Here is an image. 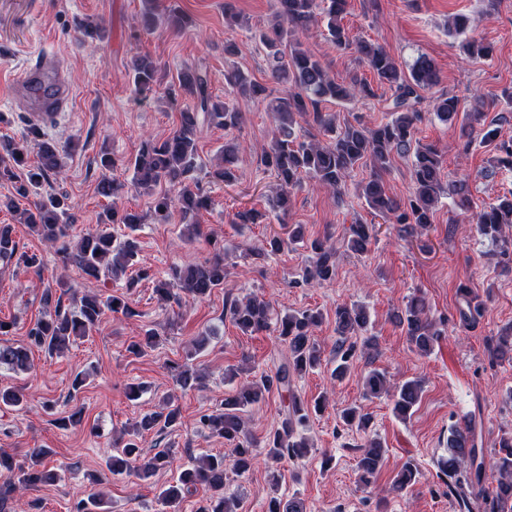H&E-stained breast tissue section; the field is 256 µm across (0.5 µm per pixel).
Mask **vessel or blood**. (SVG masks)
Instances as JSON below:
<instances>
[{
    "label": "vessel or blood",
    "mask_w": 512,
    "mask_h": 512,
    "mask_svg": "<svg viewBox=\"0 0 512 512\" xmlns=\"http://www.w3.org/2000/svg\"><path fill=\"white\" fill-rule=\"evenodd\" d=\"M18 86L36 95L45 94L42 108L33 114L34 119L43 124L54 122L67 109L72 95L61 64L47 56L35 58L23 69Z\"/></svg>",
    "instance_id": "b4317fda"
}]
</instances>
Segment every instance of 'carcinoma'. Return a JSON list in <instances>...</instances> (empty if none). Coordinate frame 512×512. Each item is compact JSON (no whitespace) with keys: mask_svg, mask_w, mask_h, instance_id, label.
Instances as JSON below:
<instances>
[{"mask_svg":"<svg viewBox=\"0 0 512 512\" xmlns=\"http://www.w3.org/2000/svg\"><path fill=\"white\" fill-rule=\"evenodd\" d=\"M274 23L258 30V39L266 57L270 78L284 83L282 95H273L269 87L246 77L238 69L227 72V96L247 101H266L268 111L274 115L277 125L267 145L262 149V164L276 175L279 190L273 210L288 212V202L293 191L306 179L314 181L330 194H340L346 180L358 167L370 166L371 173L362 186V195L369 207L378 211L385 221L401 224L406 229L418 227L425 231L431 224L430 213L441 196H455V206L467 213L472 208L469 193L457 186L446 187L442 179V158L438 150L423 144L416 138V126L423 119L422 104L425 93L439 84V72L434 62L420 56L409 72L401 70L387 51L366 40L351 41L341 20L347 13L350 0H276ZM323 24L328 36L340 50H355L359 59L376 76L379 83L391 91V118L372 130L346 123L336 124V114L324 112L321 104L329 101L349 103L356 97L373 94L364 81L352 78L348 83H338L325 66L300 40V34L310 26ZM78 30L85 43L100 42L104 29L97 23L84 22ZM470 57H486L491 46L481 40L468 39L463 44ZM162 66L148 56H140L132 68L133 83L137 90H151L157 85ZM171 102L182 97L186 100L180 112V124L167 139L158 142L147 140L135 158L128 162L133 169L131 185L138 191L154 192L162 186L154 199L153 217L158 224L169 223L172 214L179 212L194 223L196 217L211 206V198L200 188L194 173L197 169L198 148L196 134L199 127L207 124L225 130L240 127L242 112L230 100L216 101L208 91L206 77L196 68L186 66L178 76V88L167 90ZM434 115L448 121L461 114L460 102L455 97L439 96L434 99ZM463 115V114H461ZM312 117L326 137L301 138L295 130L296 118ZM483 112L477 110L463 115L462 126L479 138V142L493 149L492 161L499 169L512 170V136L505 139L499 128H491L482 122ZM33 139L17 143L12 139L0 141V181L17 183L18 196L26 199L34 194L38 199L21 208L15 199L8 197L0 205L16 212L18 222L26 224L42 241L60 254L67 262L74 263L82 273L92 279L117 278L136 262L139 244L130 234L118 238L107 229L109 224H124L135 229L141 220L132 214L118 216L117 207L105 210L99 223L103 227L88 230L78 238L71 237L74 218L71 206L64 194L40 195V190L52 176L63 173L64 155L67 148L42 139L40 129L29 128ZM37 149V161H29L31 149ZM412 157V190L404 200L387 193L381 178L394 156ZM251 159V150L238 144L224 145L222 155L213 171L224 183L234 181L235 168ZM350 248L363 253L367 250L375 227L372 224H354ZM477 231L488 239L503 258L512 257V192L503 196L496 205L486 207L477 217ZM213 256L199 262H189L171 269L167 280L159 281L155 292L165 302L181 303L186 299H202L224 285V244L218 239L210 241ZM285 241L272 237L254 251L264 259L284 248ZM314 254L311 265L305 268L302 282H329L336 273L337 251L328 240L315 239L310 243ZM0 262L38 266V260L20 251L9 224L0 225ZM60 296L69 297L67 307L57 304L54 311L46 313L27 330L26 342L20 346L0 344V367L5 366L18 373L32 369V352L41 350L49 356L59 355L78 339L89 336L99 329L108 313L131 314L121 295L104 296L95 292L79 293L65 280L56 281ZM459 319L467 326H474L482 316V303L468 288L459 289ZM270 304L257 297H247L233 302L229 309L232 321L243 331L274 329L285 345V361L275 374L255 375L244 384L238 395L224 401V410L203 414L198 420L200 429L224 439L231 445V454H202L183 466L177 476L164 486L157 496L159 512H179L184 493L197 487L205 490L206 498L197 512H237L236 503L224 495L228 473L242 477L253 467L257 444L253 439L243 409L265 398L272 390L288 393L281 426L270 432L264 448L269 458L279 461L285 458H301L306 454L308 442L294 435V425L307 421L304 405L292 390L298 376L315 368L320 361L319 349L313 339V330L322 316L314 310L290 312L279 321L270 323ZM395 321L405 329L412 350L421 355L433 351L441 338V332L430 317L425 301L415 297L404 310L395 315ZM336 368L333 377L342 378L349 371L350 359L356 351L358 338L368 325L367 313L358 307L339 306L335 311ZM157 345V333L149 328L138 340L128 346V352L142 355ZM494 356L512 357V326L500 333L492 344ZM365 391L370 396L393 393L394 410L405 416L418 404L422 383L408 380L399 386L390 384L385 372L373 370L365 377ZM23 393L14 387L0 388V407H20ZM343 422L359 430L367 428L368 419L355 408L342 413ZM180 422V410L171 402H164L158 411L147 412L139 417L122 436L113 443L114 453L107 467L112 475L134 476L142 481L158 470L169 466L172 451L160 448L146 452L139 446V438L153 430L173 428ZM499 446L505 449L496 467L499 473L496 486L481 493L484 479L483 449L478 447L476 425L469 422L448 429L446 448L448 457L442 467L448 476V487L466 512H512V434L504 435ZM358 460L359 482L366 488L377 480L382 466L385 448L374 439L363 448ZM49 454L44 448H35L29 462L19 463L15 455L0 449V476L4 478L3 494H11L38 484L53 482L58 478L44 460ZM417 467L405 462L396 477V488L403 490L417 480ZM265 512H306L302 500L284 498L272 494L266 502Z\"/></svg>","mask_w":512,"mask_h":512,"instance_id":"1","label":"carcinoma"}]
</instances>
